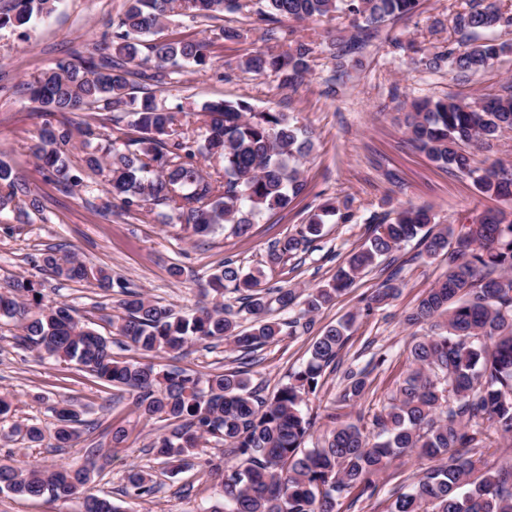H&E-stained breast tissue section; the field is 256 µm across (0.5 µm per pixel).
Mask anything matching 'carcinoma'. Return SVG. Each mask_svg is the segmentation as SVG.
<instances>
[{"mask_svg":"<svg viewBox=\"0 0 512 512\" xmlns=\"http://www.w3.org/2000/svg\"><path fill=\"white\" fill-rule=\"evenodd\" d=\"M251 0H127L112 31L103 35L99 52H75L69 60L42 73L26 91L30 101L62 120L44 123L32 147L49 179L64 191L84 183L83 171L105 178L111 199L125 212L163 206L176 213L194 234L207 236L219 224H231L242 236L265 212L284 210L305 189L299 163L312 149L307 130L276 110H256L249 102L207 101L198 108L206 136L199 140L183 127L182 107L158 101L151 87L172 79V67L183 60L204 70L211 64L209 45L199 40L153 39L178 11H196L216 19L250 8ZM265 22L282 18L306 21L342 14L351 21L350 35L331 38L325 48L339 68L377 37L378 26L417 11L419 0H258ZM54 0H11L0 12V28L25 27L34 17H48ZM463 37L456 47L424 55L417 64L428 71L444 68L462 76L479 74L491 62L512 52V43L492 37L512 29V11L499 0H472L469 9L453 18ZM268 39L288 40L282 51L255 50L243 55L239 67L263 76L275 75L282 85L301 84L311 70L317 34L297 38L275 27ZM150 57L139 58L140 46ZM139 67L140 87L130 84L129 65ZM142 95H136L137 90ZM130 105L127 126L133 131L123 148L98 142L97 128L120 122L112 111ZM89 112L98 125L75 122L69 116ZM408 140L434 163L468 176L488 197L512 202V168L478 166L468 147L477 143L490 151L512 130V89L470 102L450 97L416 98L404 113ZM81 137L82 157L75 163L66 146ZM201 157L218 158L224 173L205 175ZM20 216L41 211L42 203L17 170L0 157V211ZM335 202L319 206L300 237L291 236L271 251V261L298 250L301 242L319 235L325 218L336 214ZM371 235L339 268L332 282L315 288L302 302L300 317L272 319L278 308L296 304L293 288H280L268 298L259 289V276L231 260L213 274L203 289V301L190 316H181L115 280L103 267H89L61 249L31 258L40 271L73 282L94 280L103 290L118 288L121 312L109 319L120 342L146 356L178 357L196 342L226 341L245 353L297 328L308 329L314 316L351 287L356 276L404 242L420 238L426 253L448 254V267L422 297L408 322L426 324L430 332L409 349V366L375 417L373 431L328 416L322 443L305 447L315 426L303 412L304 396L319 385L323 371L339 363L354 317L326 328L316 338L304 369L289 382L261 398L251 387L247 371L232 369L199 375L180 369L159 370L152 363L114 355V336L91 327L70 305L44 301L38 283L26 278L0 290V321L21 330L20 346L57 360L74 361L109 386L134 396L145 417L166 422L167 433L155 443L158 456L174 475L195 466L203 443L224 445V464L207 460L208 472L221 478L224 512H336L351 490L373 497L376 479L394 459L417 453L433 462L410 490L394 489L385 512H512V453L501 460L484 457L494 446L512 447V210H486L473 217L467 231L444 224L434 229L435 214L427 207H407L397 215L374 216ZM391 280L369 297L366 310L389 299ZM236 294L252 316L247 330L239 329L224 309V294ZM369 371L349 370L342 401L361 399ZM57 423L48 432L38 423L12 424L0 436H23L40 443L52 438L64 448L79 436L80 414L56 410ZM99 449L87 450L78 468L42 470L21 462L0 465V492L19 498L80 497L83 512H122L110 500L91 493L88 484ZM127 493L144 499L156 492L153 475L131 468Z\"/></svg>","mask_w":512,"mask_h":512,"instance_id":"1","label":"carcinoma"}]
</instances>
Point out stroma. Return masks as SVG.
Instances as JSON below:
<instances>
[{
  "instance_id": "stroma-1",
  "label": "stroma",
  "mask_w": 512,
  "mask_h": 512,
  "mask_svg": "<svg viewBox=\"0 0 512 512\" xmlns=\"http://www.w3.org/2000/svg\"><path fill=\"white\" fill-rule=\"evenodd\" d=\"M468 3L420 0L413 16L382 26L381 39L349 62L343 78H334V60L322 47H315L312 69L294 90L283 87L276 76L239 69L243 54L266 45V25L255 12L227 13L217 20L189 13L172 17L160 38L207 42L213 65L201 72L181 64L176 83L158 88L160 101L169 107H187L241 98L259 110L272 108L297 116L313 136L314 149L301 165L306 191L288 209L264 213L244 237L227 227L207 237L196 236L162 207L141 217L119 211L102 215L96 207L107 199L104 182L88 173L84 179L93 184V193L80 187L60 192L32 154L44 117L24 95V83L68 59L72 51L94 50L103 32L124 13L126 0H57L49 17L31 20L24 31L0 29V154L44 204L43 211L22 219L8 209L0 212V282L19 275L41 282L49 299L70 304L106 335L109 318L119 312L118 295L91 283L52 279L33 267L31 256L62 247L184 315L196 308L207 280L228 259L244 271H262L261 286L267 292L294 288L305 293L328 283L361 248L369 236L371 216L409 205L425 206L432 208L437 224L462 226L473 212L493 207V200L482 196L469 177L448 173L408 141L401 106L415 97L469 101L500 93L512 84V54L465 81L444 70L430 73L418 68L411 58L392 54L386 39L398 36L414 40L425 52L443 51L457 43L453 17ZM226 26L240 29L242 40L221 39L220 30ZM329 198L339 206L340 216L332 217L320 238L302 244L291 258L269 264L274 243L297 234ZM345 213L352 214V221H342ZM174 265L182 267L181 276L171 275ZM446 266L444 257L421 255L417 242L401 245L390 260L363 271L315 316L309 331L284 335L260 347L252 382L274 391L287 382L289 372L306 364L324 327L356 314L339 369H325L305 409L321 416L312 434L316 442L326 430L324 414L370 424L405 372L409 346L427 332L426 327L408 325L406 317ZM390 277L397 286L394 296L379 308L365 311L366 299ZM16 333L13 325L0 323V396L11 403L9 421L50 427L56 421L54 407L69 404L90 428L66 448L51 447L46 441L34 444L19 436L0 439V464L26 460L47 470L77 466L88 449L95 448L99 458L92 491L109 498L122 512H209L223 505L219 481L200 468L175 476L168 473L153 447L162 423L142 416L132 395L104 385L76 363L44 358L17 346ZM240 356V351L223 342L214 348L196 344L179 358L157 359L156 365L206 374L236 367ZM372 361L377 367L371 369L364 396L352 405L342 403L345 369L368 367ZM116 426L128 432L127 440L118 446L112 443ZM427 465L415 454L395 459L377 478L378 496L341 504L339 512H385L390 491L410 487ZM135 466L149 471L158 487L143 502L124 492L126 474Z\"/></svg>"
}]
</instances>
